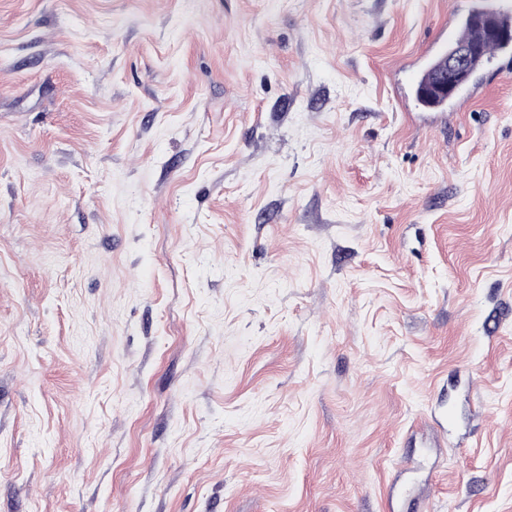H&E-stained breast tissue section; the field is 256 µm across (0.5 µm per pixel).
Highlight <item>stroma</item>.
<instances>
[{
    "instance_id": "1",
    "label": "stroma",
    "mask_w": 512,
    "mask_h": 512,
    "mask_svg": "<svg viewBox=\"0 0 512 512\" xmlns=\"http://www.w3.org/2000/svg\"><path fill=\"white\" fill-rule=\"evenodd\" d=\"M473 0H0V512H512V77ZM482 16L486 19H493L499 21L501 23H508L509 21L503 20L508 19L510 17V13L503 12L502 14H498L501 18L494 16L492 14L487 15L484 13H474L471 14L467 19L464 25V29L459 36V38L453 43H463L460 45H454L450 47L447 51V54L444 57L445 64L440 66L435 71L437 76L432 84L427 87H420L418 89V94L430 100H420L419 101L427 106V107H440L444 105L449 99L453 98L460 86L465 83V81L469 77V67L472 61L479 56L482 52L483 46L481 44H468L473 42H478L483 37V27L478 22L472 21V16ZM510 24V23H508ZM434 65L428 69L426 73L422 75V77L418 80L417 86L429 83L434 78ZM434 74V76H433ZM431 100H439V101H431Z\"/></svg>"
}]
</instances>
